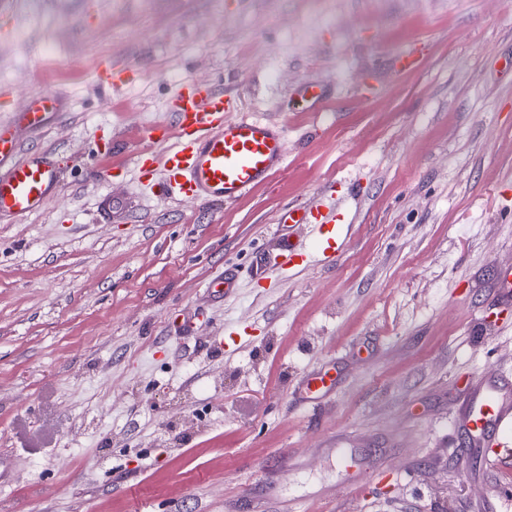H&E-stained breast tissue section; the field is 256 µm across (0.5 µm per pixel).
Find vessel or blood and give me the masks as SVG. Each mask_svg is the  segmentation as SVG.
Here are the masks:
<instances>
[{
  "instance_id": "obj_1",
  "label": "vessel or blood",
  "mask_w": 512,
  "mask_h": 512,
  "mask_svg": "<svg viewBox=\"0 0 512 512\" xmlns=\"http://www.w3.org/2000/svg\"><path fill=\"white\" fill-rule=\"evenodd\" d=\"M54 96L41 94L32 99L24 117L30 127H43L48 112L57 110ZM231 103L223 91L205 89L184 96L175 111L174 126L151 128L149 140L156 151L138 158L143 175L161 169L158 184L167 196L196 201L230 200L265 181L281 165L284 128L249 119L226 120ZM19 144L9 126L0 124V161L10 166L0 173V219L30 215L41 209L58 189L59 171L41 158L11 163ZM334 206L318 203L314 208H291L280 214L281 223H307L317 231L323 260L335 257L344 227ZM470 433L483 443L502 439L512 427V405L500 387L488 385L468 412Z\"/></svg>"
}]
</instances>
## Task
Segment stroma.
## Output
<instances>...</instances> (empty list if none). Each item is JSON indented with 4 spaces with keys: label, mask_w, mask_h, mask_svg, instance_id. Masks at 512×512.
<instances>
[{
    "label": "stroma",
    "mask_w": 512,
    "mask_h": 512,
    "mask_svg": "<svg viewBox=\"0 0 512 512\" xmlns=\"http://www.w3.org/2000/svg\"><path fill=\"white\" fill-rule=\"evenodd\" d=\"M211 84L283 167L162 197L145 130ZM0 121L62 168L0 220V512H512V430L456 427L512 380V0H0ZM326 193L342 248L283 264L316 236L278 213ZM58 107L57 99L44 93L29 102L27 112H24V117L30 127L41 128L45 124L47 114L49 113L45 111H57Z\"/></svg>",
    "instance_id": "obj_1"
}]
</instances>
